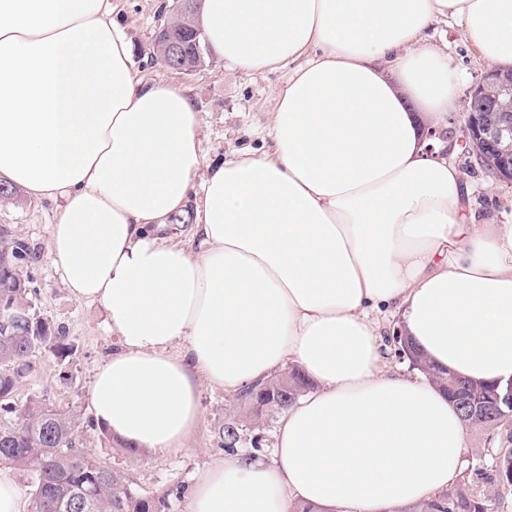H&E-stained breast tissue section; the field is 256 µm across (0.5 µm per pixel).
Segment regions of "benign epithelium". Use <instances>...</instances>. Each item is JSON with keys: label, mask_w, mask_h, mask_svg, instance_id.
I'll return each instance as SVG.
<instances>
[{"label": "benign epithelium", "mask_w": 512, "mask_h": 512, "mask_svg": "<svg viewBox=\"0 0 512 512\" xmlns=\"http://www.w3.org/2000/svg\"><path fill=\"white\" fill-rule=\"evenodd\" d=\"M463 136L467 151L492 175L512 184V69H484L466 97Z\"/></svg>", "instance_id": "1"}]
</instances>
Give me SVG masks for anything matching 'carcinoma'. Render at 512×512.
I'll list each match as a JSON object with an SVG mask.
<instances>
[{"label": "carcinoma", "instance_id": "carcinoma-1", "mask_svg": "<svg viewBox=\"0 0 512 512\" xmlns=\"http://www.w3.org/2000/svg\"><path fill=\"white\" fill-rule=\"evenodd\" d=\"M173 33L183 45L167 67L192 71L206 64L204 34L179 24ZM28 244L0 227V462L31 472L30 512H163L165 501L140 494L133 480L83 447L81 414L33 394L25 403L16 392L42 351L63 362L74 352L67 337L55 330L31 302L35 290L26 268ZM426 378L448 393L464 425L499 430L512 438L509 421L482 415L480 409L508 392V385L484 384L431 369ZM273 395L262 409L248 390L237 396L236 410L219 431L221 447L239 448L244 427L257 415L267 419L288 408L312 383L293 368L259 383ZM512 495V448L495 453L494 474L479 488L470 478L459 480L436 500L413 512H488L489 503Z\"/></svg>", "mask_w": 512, "mask_h": 512}]
</instances>
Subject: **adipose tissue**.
<instances>
[{
    "label": "adipose tissue",
    "instance_id": "1",
    "mask_svg": "<svg viewBox=\"0 0 512 512\" xmlns=\"http://www.w3.org/2000/svg\"><path fill=\"white\" fill-rule=\"evenodd\" d=\"M441 22L512 66V0H203L229 71L288 70L268 149L208 166L189 90L137 77L112 0H0V179L58 202L62 284L119 343L100 427L179 453L203 385L232 396L291 364L313 383L270 454L225 455L185 512H411L447 490L464 424L387 367L378 315L440 371L512 380V224L477 218L436 135L459 100ZM190 208L183 245L166 221Z\"/></svg>",
    "mask_w": 512,
    "mask_h": 512
}]
</instances>
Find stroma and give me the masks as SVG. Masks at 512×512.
<instances>
[{
    "label": "stroma",
    "instance_id": "obj_1",
    "mask_svg": "<svg viewBox=\"0 0 512 512\" xmlns=\"http://www.w3.org/2000/svg\"><path fill=\"white\" fill-rule=\"evenodd\" d=\"M115 17L125 27L133 48V67L145 82L173 80L191 91L201 117V149L206 163L223 160L233 152L261 151L268 140L270 112L275 108V91L284 81L286 70L262 74L228 73L223 61L207 58L206 64L190 73L152 63V37L166 19L161 0H112ZM431 42L447 52L461 74L462 90L477 81L482 65L467 46L460 28L439 25L430 32ZM452 160L470 188V206L493 217L497 223L512 224V185L496 181L462 146H455ZM56 205L49 200H35L26 193L0 200V226L23 238L34 250L36 260L27 272L36 290L33 302L37 311L55 329L62 331L75 348L69 360L59 362L44 354L35 357V369L18 389V401L31 394H46L53 403L75 407L83 418L94 415L90 388L98 367L117 351L118 342L108 331L101 308L72 298L63 287L48 250L49 228ZM202 416L189 441L188 452L177 455L130 454L104 441L99 427L83 432L84 443L95 455L106 459L112 468L126 472L138 489L150 496H166L164 512H182V497L171 489L190 492L200 473L223 459L218 430L234 410V400L223 389L203 386ZM467 475L491 472L492 457L504 440L500 433L472 428L468 431Z\"/></svg>",
    "mask_w": 512,
    "mask_h": 512
}]
</instances>
